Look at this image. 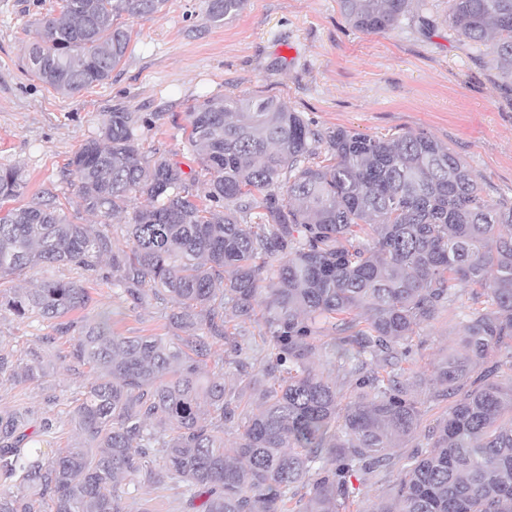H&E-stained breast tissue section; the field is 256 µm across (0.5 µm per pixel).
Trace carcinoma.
I'll return each instance as SVG.
<instances>
[{
    "label": "carcinoma",
    "instance_id": "1",
    "mask_svg": "<svg viewBox=\"0 0 512 512\" xmlns=\"http://www.w3.org/2000/svg\"><path fill=\"white\" fill-rule=\"evenodd\" d=\"M166 2L61 0L29 59L48 53L36 73L59 94L104 84L131 40L119 18ZM246 2L207 0V18L221 24ZM339 2L354 28L383 33L410 0ZM449 3L455 30L492 43L512 86V0ZM187 119L202 183L175 154H144L139 131L153 118L137 112L107 113L69 159L85 212L147 201L125 225L127 251L49 199L0 209V281L76 266L133 307L168 298L185 332L168 342L75 318L90 299L80 280L0 295V309L76 333L70 358L96 373L71 411L78 441L54 457L37 447L51 420L0 410V512H126L130 483L144 495L183 485L195 512H349L367 478L394 465L395 492L373 512H512V202L485 199L465 162L423 131H321L251 96L198 102ZM24 188L19 170L0 169L1 203ZM257 307L269 349L248 413L201 364L220 344L246 367L228 324ZM444 315L463 323L434 365L431 399L447 406L426 444L397 456L426 414L419 331ZM45 376L42 363L0 350L1 381ZM226 424L237 426L231 448Z\"/></svg>",
    "mask_w": 512,
    "mask_h": 512
}]
</instances>
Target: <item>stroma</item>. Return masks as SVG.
<instances>
[{
    "label": "stroma",
    "mask_w": 512,
    "mask_h": 512,
    "mask_svg": "<svg viewBox=\"0 0 512 512\" xmlns=\"http://www.w3.org/2000/svg\"><path fill=\"white\" fill-rule=\"evenodd\" d=\"M59 0H0V168L19 169L23 201L53 198L68 218L90 224L79 209L66 164L97 137L116 110L159 119L142 131V147L176 153L183 171L199 164L187 144L186 114L208 97H272L323 131L344 128L382 138L424 131L472 170L481 194L512 200V91L492 61L493 47L458 35L448 0H412L387 33L353 28L338 0H248L216 26L204 0H167L162 11L127 19L128 51L111 80L68 97L46 86L28 58L40 18ZM88 317L107 311L115 332L173 339V307L138 308L116 289L88 283ZM461 331L439 320L423 328L416 369L430 375L439 354ZM0 348L52 370L38 383L0 384V408L50 418L42 451L77 441L69 413L91 380L69 367L72 343L56 324L0 311Z\"/></svg>",
    "instance_id": "stroma-1"
}]
</instances>
